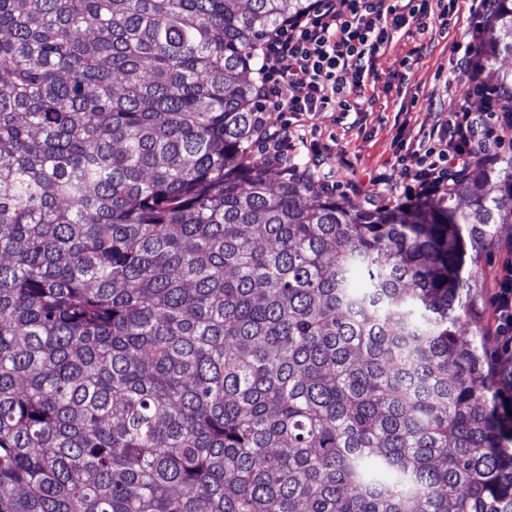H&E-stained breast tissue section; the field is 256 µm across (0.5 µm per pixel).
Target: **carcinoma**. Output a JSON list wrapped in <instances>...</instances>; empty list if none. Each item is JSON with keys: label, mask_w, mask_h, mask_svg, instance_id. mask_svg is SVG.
Instances as JSON below:
<instances>
[{"label": "carcinoma", "mask_w": 512, "mask_h": 512, "mask_svg": "<svg viewBox=\"0 0 512 512\" xmlns=\"http://www.w3.org/2000/svg\"><path fill=\"white\" fill-rule=\"evenodd\" d=\"M310 6L0 0V512H512V158L380 210L254 164L244 73ZM512 241V223L501 224L495 246L478 263L481 285L482 324L494 347V374L497 390L494 396L493 411L497 423L505 434L512 436V259L503 265L496 279L493 297V283L496 272L506 254L504 246Z\"/></svg>", "instance_id": "cac0c4a2"}]
</instances>
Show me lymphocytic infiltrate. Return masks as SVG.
Returning <instances> with one entry per match:
<instances>
[{
    "label": "lymphocytic infiltrate",
    "instance_id": "1",
    "mask_svg": "<svg viewBox=\"0 0 512 512\" xmlns=\"http://www.w3.org/2000/svg\"><path fill=\"white\" fill-rule=\"evenodd\" d=\"M471 23L462 40L450 47L453 69L466 76L470 94L493 99L495 89L481 77L477 57L481 22L492 16L497 0H314L311 9L283 23L262 52L259 111L288 112L295 120L325 110L348 116L362 113L365 102L346 76L367 78L376 58L395 35L415 36L429 28L447 30L460 9ZM512 134V114L500 117L471 111L459 102L439 131L418 143L416 169L401 167L405 194L419 202L447 191L477 163L492 164L505 136ZM493 323L495 418L512 436V260L496 279Z\"/></svg>",
    "mask_w": 512,
    "mask_h": 512
}]
</instances>
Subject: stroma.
Returning a JSON list of instances; mask_svg holds the SVG:
<instances>
[{
    "instance_id": "35a3bbf8",
    "label": "stroma",
    "mask_w": 512,
    "mask_h": 512,
    "mask_svg": "<svg viewBox=\"0 0 512 512\" xmlns=\"http://www.w3.org/2000/svg\"><path fill=\"white\" fill-rule=\"evenodd\" d=\"M466 19H459L448 29L447 37L425 32L409 38L396 37L387 52L375 62V74L362 84L361 93L370 106L368 112L338 118L333 112H315L306 119L303 142L289 153L292 162H304L310 144H318L320 172L329 174L336 196L354 206H362L361 197L353 195L348 184L386 174L393 178L397 157H404L408 167H415V143L423 133L443 120L467 87L466 77L447 82L443 76L451 64L449 46L462 38ZM414 52L411 69L400 65L407 52ZM392 197L404 191L400 181L391 183ZM512 242V223L501 225L495 246L478 265L481 285L482 322L492 320V294L496 272L506 257L505 247Z\"/></svg>"
}]
</instances>
